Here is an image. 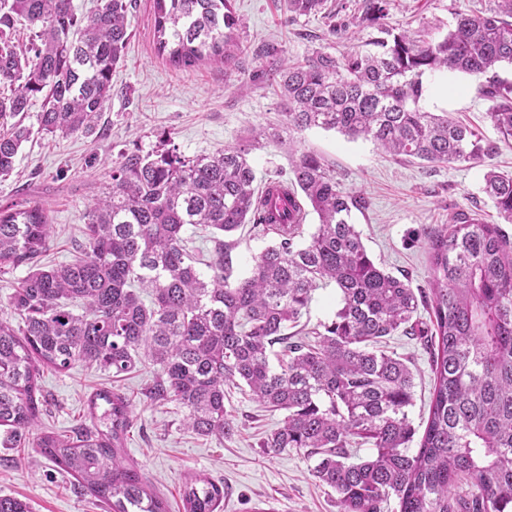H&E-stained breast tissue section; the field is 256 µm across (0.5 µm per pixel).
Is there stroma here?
<instances>
[{
	"label": "stroma",
	"mask_w": 512,
	"mask_h": 512,
	"mask_svg": "<svg viewBox=\"0 0 512 512\" xmlns=\"http://www.w3.org/2000/svg\"><path fill=\"white\" fill-rule=\"evenodd\" d=\"M494 0H393L389 26L416 32L448 33L457 15L487 12ZM154 0H131L127 25L130 43L112 73V98L95 128L67 137L32 135L23 143L14 172L0 178V207L37 202L54 226L43 256L47 265L70 262L83 240L86 213L110 180L112 168L128 155L170 149L186 157L212 154L224 146L251 142L257 132L280 125L282 101L268 76L284 59L303 60L321 49L339 56L364 49L374 36L351 24L354 0H327L326 11L295 15L288 0H233L244 48L232 69L205 61L189 69L171 66L158 54L154 39ZM347 28L331 33V21ZM448 95H427L423 106L444 112L456 122L496 133L487 120L490 100L479 78L446 74ZM297 152L319 155L336 173L344 191L363 197L365 209L352 213L363 241L376 262L389 271L411 276L418 288L428 285V254L423 229L448 223L455 212L494 223L498 217L483 191L486 172L512 171V142L469 163L427 164L382 153L373 143L341 133L308 129L293 133ZM294 151V152H295ZM232 252V279L246 277L253 259L275 234L240 228ZM387 351L405 358L414 372V399L408 416L424 428L433 392V374L420 341L395 335ZM154 367L137 364L122 377L78 365L42 377L45 402L38 428L59 435L90 424L96 392L124 395L134 426L125 442L127 457L137 463L169 512H184L182 482L203 473L224 485L219 512H341L336 494L316 481L315 459L287 448L266 453L262 442L283 417L245 392L231 389L224 404L235 433L227 439L199 438L182 425L184 412L170 400L150 398ZM0 495L27 501L32 512H106L74 480L32 448L0 447Z\"/></svg>",
	"instance_id": "35a3bbf8"
}]
</instances>
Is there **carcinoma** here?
<instances>
[{"label":"carcinoma","mask_w":512,"mask_h":512,"mask_svg":"<svg viewBox=\"0 0 512 512\" xmlns=\"http://www.w3.org/2000/svg\"><path fill=\"white\" fill-rule=\"evenodd\" d=\"M325 3L288 0V8L311 15ZM495 4L458 15L453 29L432 39L387 26L392 0H357L356 24L378 33L373 50L340 57L315 50L284 66L283 126L335 130L430 164L468 163L496 143L421 106L423 78L449 71L488 76L481 87L492 102L487 118L500 140L512 141V84L493 74L512 64V0ZM127 11V0H99L87 16L74 12L72 0H0V128L40 98L37 132H90L125 56ZM20 21L31 31L21 51L13 41ZM239 26L233 0H154L156 48L176 67L229 65ZM31 135L20 122L0 132L1 178ZM262 139L286 144L272 132L213 155L127 157L87 212L81 255L56 268L38 263L51 238L47 211L29 202L0 209V274L28 268L9 300L22 323L0 318V446L38 449L108 512H169L124 455L131 425L124 396L96 393L92 406L107 405L97 426L66 438L34 434L43 370L65 373L84 363L118 377L144 359L158 368L154 395L184 408L183 426L198 436L234 433L226 386H245L284 412L262 447L316 458L313 476L336 493L343 512H384L392 499L398 512H512V242L498 225L456 213L425 232L429 288L415 289L410 275L370 258L351 223L365 199L344 191L318 155L300 153L292 178L273 180L279 196L257 189L248 155ZM484 192L512 223V174L488 171ZM311 212L318 224L299 245ZM248 223L279 242L231 283L236 242L229 236ZM197 224L224 235L215 238L206 272L183 237ZM321 284L340 292L334 317L312 340L287 334ZM421 307L427 322L418 318ZM398 332L423 339L434 375L417 442L407 411L413 371L381 349ZM355 445L373 451L353 462ZM182 500L184 512H217L224 486L194 476ZM0 512L31 508L0 496Z\"/></svg>","instance_id":"obj_1"}]
</instances>
